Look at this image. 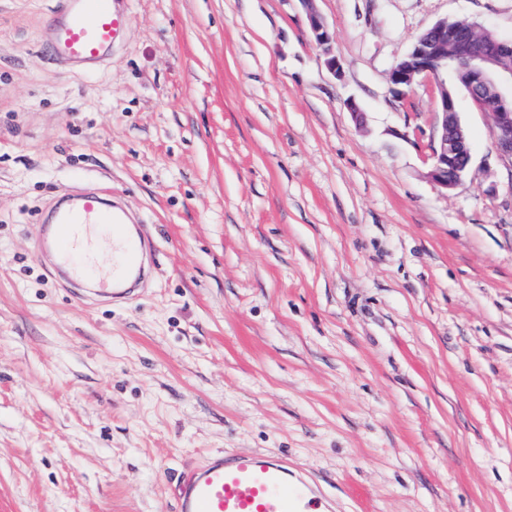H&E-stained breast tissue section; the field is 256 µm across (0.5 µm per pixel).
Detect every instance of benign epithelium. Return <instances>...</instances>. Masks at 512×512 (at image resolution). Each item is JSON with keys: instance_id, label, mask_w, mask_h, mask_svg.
Returning <instances> with one entry per match:
<instances>
[{"instance_id": "1", "label": "benign epithelium", "mask_w": 512, "mask_h": 512, "mask_svg": "<svg viewBox=\"0 0 512 512\" xmlns=\"http://www.w3.org/2000/svg\"><path fill=\"white\" fill-rule=\"evenodd\" d=\"M301 2L327 68L340 74V64L332 54L333 33L317 12L315 0ZM450 72L463 76L462 86L471 99L491 114L495 149L512 166V41L489 38L466 23L440 20L421 33L390 70V82L398 93L412 88L422 75L437 83L439 126L427 177L446 190L468 174L471 161L456 96L445 81Z\"/></svg>"}]
</instances>
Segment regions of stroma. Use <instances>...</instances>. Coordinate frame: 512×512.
Here are the masks:
<instances>
[{
	"mask_svg": "<svg viewBox=\"0 0 512 512\" xmlns=\"http://www.w3.org/2000/svg\"><path fill=\"white\" fill-rule=\"evenodd\" d=\"M0 0V512H175L217 452L288 461L336 512H512V166L426 177L436 85L393 64L512 0H129L108 65ZM111 187L155 246L122 305L37 259L61 191ZM305 6L309 20L310 31L314 42L321 48L325 55V63L327 68L334 74H340V64L336 56L332 54L333 33L329 26L316 10V0H300Z\"/></svg>",
	"mask_w": 512,
	"mask_h": 512,
	"instance_id": "35a3bbf8",
	"label": "stroma"
}]
</instances>
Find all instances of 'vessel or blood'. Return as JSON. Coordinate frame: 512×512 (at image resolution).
I'll use <instances>...</instances> for the list:
<instances>
[{
	"label": "vessel or blood",
	"mask_w": 512,
	"mask_h": 512,
	"mask_svg": "<svg viewBox=\"0 0 512 512\" xmlns=\"http://www.w3.org/2000/svg\"><path fill=\"white\" fill-rule=\"evenodd\" d=\"M127 27L119 0H58L44 25L41 46L54 64L84 74L109 63ZM109 190L63 195L43 228L40 260L64 278L82 280L100 294L122 299L145 277L141 255L149 243L131 226ZM112 245L110 268L85 250L91 234ZM336 502L287 462L262 453L214 454L182 474L176 512H335Z\"/></svg>",
	"instance_id": "b4317fda"
}]
</instances>
